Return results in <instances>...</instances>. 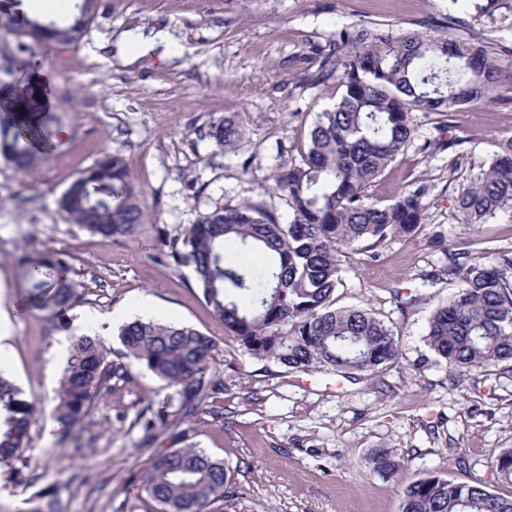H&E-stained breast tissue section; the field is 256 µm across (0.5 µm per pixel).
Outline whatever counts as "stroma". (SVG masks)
Listing matches in <instances>:
<instances>
[{
	"label": "stroma",
	"mask_w": 512,
	"mask_h": 512,
	"mask_svg": "<svg viewBox=\"0 0 512 512\" xmlns=\"http://www.w3.org/2000/svg\"><path fill=\"white\" fill-rule=\"evenodd\" d=\"M450 14L512 46V0H97L81 42L52 47L0 27V93L22 78L21 61L48 58L50 126L69 131L30 172L0 155V309L13 326L0 369L38 406L18 476L0 468V512H157L142 477L173 441L164 432L144 442L133 421L145 405H166L165 382L135 366L130 378L111 380L69 433L52 417L61 342L95 331L120 363L117 329L138 317L189 324L215 343L212 370L224 388L182 424L186 444L231 470L232 493L213 512H399L403 489L431 474L512 496L495 469L512 448V365L449 369L425 339L427 320L462 281L432 287L419 279L444 266L458 243L486 261L512 249L511 211L469 225L456 209L462 186L512 140V55H502L505 74L488 97L451 115L415 112L413 142L367 190L385 205L421 189L426 222L416 236L389 240L377 258L356 255L344 265L337 306L372 308L399 340L398 358L375 381L252 359L204 302L192 267L171 257L172 241L217 207L262 201L281 223L291 220L285 201L268 192L270 176L300 163L318 113L341 95L335 81L316 78L337 30L442 37ZM117 28L168 30L182 52L110 62L106 43ZM226 120L243 136L222 148L211 133ZM107 152L123 157L143 210L136 234L114 240L72 223L58 205ZM434 231L443 246L431 243ZM25 251L68 258L70 309H26ZM398 288L420 303L400 310ZM142 298L147 306L137 307ZM85 309L103 316L94 328L77 321ZM382 446L401 460L394 477L374 474L368 462ZM50 486L55 495L41 497Z\"/></svg>",
	"instance_id": "obj_1"
}]
</instances>
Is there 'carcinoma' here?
<instances>
[{"mask_svg":"<svg viewBox=\"0 0 512 512\" xmlns=\"http://www.w3.org/2000/svg\"><path fill=\"white\" fill-rule=\"evenodd\" d=\"M19 0H0V19L10 29L32 24L13 12ZM88 23L73 15L48 30L78 42ZM509 52L470 31L461 34L448 17V36L395 37L383 29L345 28L323 50L317 80H334L343 93L319 113L309 131L301 163L279 169L273 190L292 210L279 217L251 201L216 208L198 217L183 238L172 243V259L194 267L203 298L224 328L251 358L275 362L291 371L324 369L341 377L372 374L398 355L395 334L372 310L336 306L343 285V262L352 254L375 258L387 240L425 230L421 189L409 190L391 204L368 201L366 191L411 143L413 111L459 112L489 94L501 75L500 56ZM38 111L28 85L0 99V112L12 120L11 141L1 154L20 171L47 147L49 133L35 119ZM241 136L231 122L214 126L212 137L229 145ZM59 206L70 221L104 238L132 235L143 211L129 170L118 153H107L63 193ZM465 224H483L512 211V141L488 167L471 177L456 198ZM242 245L268 257L257 266L228 257ZM448 265L421 274L435 286L454 276L463 285L438 305L427 323L426 339L448 367L512 363V250L490 261H476L464 248H448ZM32 304L68 308L74 298L68 259L58 254L24 258ZM126 364L108 360L102 337L84 335L72 345L55 389V421L70 429L103 396L114 377L142 366L174 390L177 408L146 405L133 425L145 432L193 415L206 397L224 389L214 378V342L195 328L137 318L120 326ZM35 404L0 375V467H13L28 445ZM374 470L390 476L400 463L388 448L375 450ZM503 481L512 484V448L496 460ZM143 489L159 512H206L229 496L224 462L200 448L158 455L146 471ZM401 512H512L504 497L477 482H453L433 475L409 483Z\"/></svg>","mask_w":512,"mask_h":512,"instance_id":"cac0c4a2","label":"carcinoma"}]
</instances>
